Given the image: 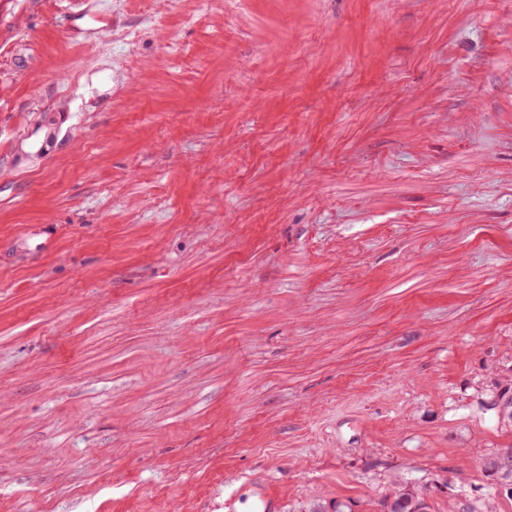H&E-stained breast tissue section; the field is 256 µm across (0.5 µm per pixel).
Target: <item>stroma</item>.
<instances>
[{"instance_id":"1","label":"stroma","mask_w":512,"mask_h":512,"mask_svg":"<svg viewBox=\"0 0 512 512\" xmlns=\"http://www.w3.org/2000/svg\"><path fill=\"white\" fill-rule=\"evenodd\" d=\"M509 377L512 0H0V512H451ZM388 512H425L426 503L410 489L395 494L392 501H387Z\"/></svg>"}]
</instances>
